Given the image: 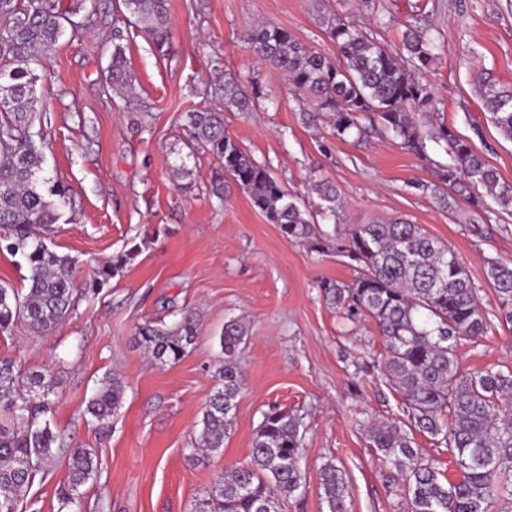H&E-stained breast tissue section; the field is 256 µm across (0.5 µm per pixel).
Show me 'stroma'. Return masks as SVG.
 Here are the masks:
<instances>
[{"instance_id":"1","label":"stroma","mask_w":512,"mask_h":512,"mask_svg":"<svg viewBox=\"0 0 512 512\" xmlns=\"http://www.w3.org/2000/svg\"><path fill=\"white\" fill-rule=\"evenodd\" d=\"M118 0H87L81 28L66 32L35 67L40 111L30 128L49 176L69 203L49 236L60 253L89 262L140 245L139 254L98 295L81 299L73 316L44 336L0 333V357L22 372L50 370L57 406L53 429L95 449L98 471L82 488L81 512H196L226 469L249 465L262 414L276 405L302 418L300 466L306 485L284 499L283 512H325L320 474L340 467L351 512H409L390 489L368 441L375 422L402 417V396L378 364L384 344L371 319H342L319 284L351 282L356 270L334 241L356 224L403 218L448 245L474 284L488 292V259L512 263V217L486 215L460 201L442 205L414 189L447 157L436 144L428 161L390 138L330 137L325 124L303 123L284 76L257 66L247 38L260 22L287 29L328 59L337 50L319 27L311 0H169L172 37L157 48L141 29L119 24ZM328 8L402 49L412 15L429 19L439 57L429 79L437 123L473 139L501 181L512 184V142L487 123L475 78L489 71L512 86V0H326ZM121 34L138 95L104 94L112 37ZM242 80L259 75L260 112H225L228 134L274 173L292 194L313 201L315 179H330L345 209L322 222L325 252L288 242L226 180L223 199L210 194L216 157L200 154L190 175L171 166L184 152L187 114L223 110L213 90L215 68ZM193 312L198 337L177 362L152 360L134 341L145 322L171 324ZM235 318L248 337L237 360L245 386L221 452L198 447L202 408L224 363L220 336ZM462 370L512 368V331L494 328L458 350ZM108 374L126 386L108 432L85 413ZM69 449H57L26 494L25 512H60L57 488L68 474Z\"/></svg>"}]
</instances>
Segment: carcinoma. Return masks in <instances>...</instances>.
Listing matches in <instances>:
<instances>
[{
	"label": "carcinoma",
	"instance_id": "1",
	"mask_svg": "<svg viewBox=\"0 0 512 512\" xmlns=\"http://www.w3.org/2000/svg\"><path fill=\"white\" fill-rule=\"evenodd\" d=\"M317 21L336 45L334 63L309 51L284 28L259 25L249 35L255 55L274 67L313 111L307 123L326 119L331 135L341 141L364 139L377 132L422 160L428 143L441 146L448 162L435 165L436 182L422 185L443 205L459 197L479 210L491 198L497 214H512V184L463 138L445 125L433 126L436 98L426 74L435 61L433 28L412 17L403 51L385 48L372 33L327 10L313 0ZM121 12L150 33L158 48L169 38L167 0H121ZM81 5L63 8L60 0H0V57L16 67L5 85L10 96L0 103V250L19 257L28 275L26 292L0 286V332L16 326L30 333L54 330L75 311L78 302L96 295L137 256L139 246L116 253L97 265L93 276L78 283L77 258L60 254L46 243L47 233L62 216L68 190L48 186L43 157L30 135L39 102L38 81L30 64L57 44ZM103 90L130 101L135 79L126 46L115 37ZM475 90L487 120L512 141V87L490 74L477 77ZM217 91L224 111L188 115L187 153L173 166L189 174L187 162L208 151L222 161L224 173L213 180L214 194L224 199V177L244 190L252 205L290 242H302L322 253L326 233L317 227L309 206L286 190L270 166L257 161L224 128V112H253L262 98L259 76L249 85L225 72ZM317 213L336 219L342 203L328 179L313 181ZM336 250L357 263L350 283L324 281L323 296L341 318L374 322L384 342L381 371L404 400V420L380 422L368 439L382 465L402 481L411 512H512V370L460 368L458 347L477 343L492 331V320L512 326V266L487 260L486 278L495 293L497 313L489 318L483 289L470 279L448 245L430 237L418 224L393 219L356 224ZM198 336V321L185 312L172 326L145 322L138 343L161 362L179 360ZM246 337L235 319L224 323L220 338L224 366L202 411L200 447L217 451L236 415L244 377L236 352ZM52 380L46 374L23 376L12 358H0V512H16L43 465L61 446L47 416L55 407ZM125 385L114 375L103 377L87 404V413L103 428L122 405ZM299 416L272 406L263 413L247 467L224 473L212 490L218 512H281V498L304 486ZM422 434L448 449L460 471L452 482L442 480L435 459L416 448ZM97 472L94 450L72 449L68 474L59 487L61 508L81 506L83 487ZM327 512H350L339 467L328 464L320 475Z\"/></svg>",
	"mask_w": 512,
	"mask_h": 512
}]
</instances>
